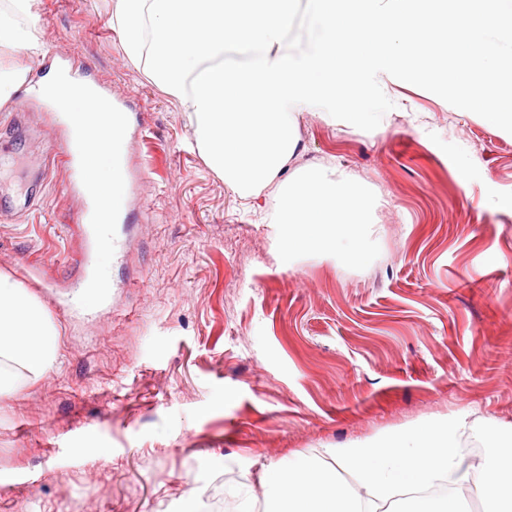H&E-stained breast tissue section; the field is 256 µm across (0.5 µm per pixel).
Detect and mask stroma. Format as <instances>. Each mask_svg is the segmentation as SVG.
I'll return each instance as SVG.
<instances>
[{"mask_svg":"<svg viewBox=\"0 0 512 512\" xmlns=\"http://www.w3.org/2000/svg\"><path fill=\"white\" fill-rule=\"evenodd\" d=\"M42 44L0 47L35 82L58 67L131 115V242L82 302L85 198L45 103L0 105V272L46 306L59 357L0 396V512H225L260 473L418 421L512 424V134L393 80L377 131L299 117L288 168L363 185L379 243L362 263H283L264 208L204 164L176 102L125 57L106 0H33Z\"/></svg>","mask_w":512,"mask_h":512,"instance_id":"obj_1","label":"stroma"}]
</instances>
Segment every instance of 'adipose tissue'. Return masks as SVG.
Wrapping results in <instances>:
<instances>
[{"instance_id": "adipose-tissue-1", "label": "adipose tissue", "mask_w": 512, "mask_h": 512, "mask_svg": "<svg viewBox=\"0 0 512 512\" xmlns=\"http://www.w3.org/2000/svg\"><path fill=\"white\" fill-rule=\"evenodd\" d=\"M37 17L32 0H10L0 10V44L38 54L33 38ZM38 98L54 106L70 127L73 140L86 152L79 174L93 199L88 220L95 236L112 233L114 195L112 138L118 128L111 96L91 80L59 69L41 79ZM268 223L277 225L285 255L301 251L336 252L344 262L365 259L371 222L366 193L336 177L335 167L318 164L296 170L280 183ZM59 331L43 302L0 273V396L52 370L58 360ZM481 435L486 452L478 466L460 453L466 431ZM334 467H327V460ZM346 470L365 488L350 492L338 472ZM479 475L483 512H512V427L483 416L424 421L375 438L322 449L320 455H299L287 465L265 470V512H467L460 489ZM441 482L438 496L424 489Z\"/></svg>"}]
</instances>
